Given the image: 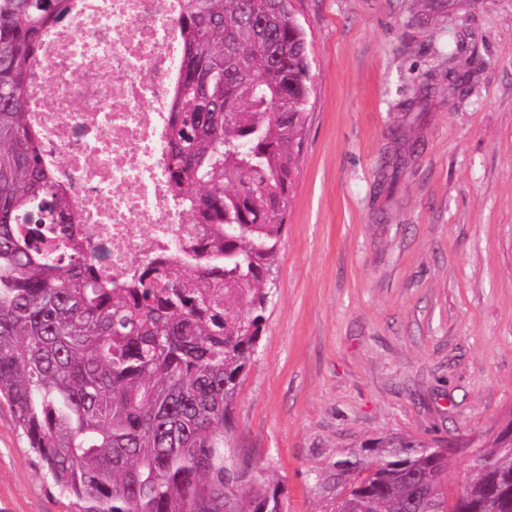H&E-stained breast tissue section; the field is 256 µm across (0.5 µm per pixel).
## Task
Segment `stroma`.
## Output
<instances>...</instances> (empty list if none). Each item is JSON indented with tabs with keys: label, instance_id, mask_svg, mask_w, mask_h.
<instances>
[{
	"label": "stroma",
	"instance_id": "obj_1",
	"mask_svg": "<svg viewBox=\"0 0 512 512\" xmlns=\"http://www.w3.org/2000/svg\"><path fill=\"white\" fill-rule=\"evenodd\" d=\"M295 6L314 93L232 439L286 512H333L316 475L376 439L485 443L512 418V0ZM0 512H81L4 402Z\"/></svg>",
	"mask_w": 512,
	"mask_h": 512
}]
</instances>
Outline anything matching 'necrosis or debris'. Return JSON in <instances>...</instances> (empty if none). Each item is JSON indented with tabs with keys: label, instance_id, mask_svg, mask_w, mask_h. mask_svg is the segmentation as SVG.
<instances>
[{
	"label": "necrosis or debris",
	"instance_id": "necrosis-or-debris-1",
	"mask_svg": "<svg viewBox=\"0 0 512 512\" xmlns=\"http://www.w3.org/2000/svg\"><path fill=\"white\" fill-rule=\"evenodd\" d=\"M69 4L40 39L27 109L87 258L121 284L211 243L169 186L183 0Z\"/></svg>",
	"mask_w": 512,
	"mask_h": 512
}]
</instances>
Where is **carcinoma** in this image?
Returning a JSON list of instances; mask_svg holds the SVG:
<instances>
[{
	"label": "carcinoma",
	"mask_w": 512,
	"mask_h": 512,
	"mask_svg": "<svg viewBox=\"0 0 512 512\" xmlns=\"http://www.w3.org/2000/svg\"><path fill=\"white\" fill-rule=\"evenodd\" d=\"M68 0H0V398L83 512H285L270 467L233 445L241 377L265 328L313 92L294 0H186L169 174L211 248L116 287L81 252L42 166L24 91ZM448 456L385 436L315 477L335 512L489 510L512 483L493 437L448 491Z\"/></svg>",
	"instance_id": "carcinoma-1"
}]
</instances>
